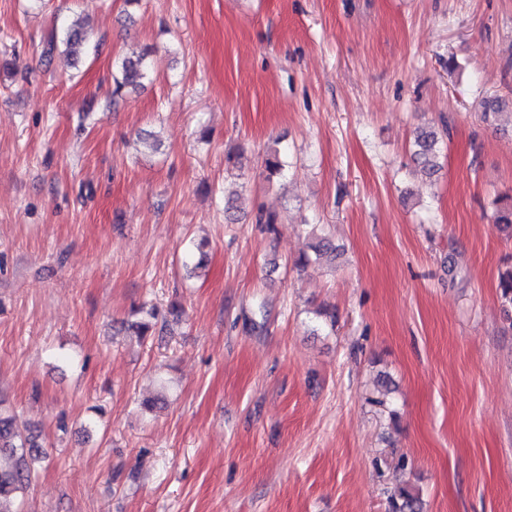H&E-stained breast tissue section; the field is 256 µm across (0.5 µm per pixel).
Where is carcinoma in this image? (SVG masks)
<instances>
[{
  "instance_id": "obj_1",
  "label": "carcinoma",
  "mask_w": 512,
  "mask_h": 512,
  "mask_svg": "<svg viewBox=\"0 0 512 512\" xmlns=\"http://www.w3.org/2000/svg\"><path fill=\"white\" fill-rule=\"evenodd\" d=\"M87 38L85 26L78 20L72 21L64 32L62 41L52 38L43 49V57L50 58L63 45L73 55H79ZM150 52L145 51L138 57L128 58L121 64L120 76L114 79L115 90L111 104H118L119 95L126 87L135 88L142 84L149 71L146 59ZM506 107V102L499 99H486L482 102L481 117L484 122L496 121ZM446 131L437 132L423 128L416 133L412 159L419 171L432 176L440 169V143ZM38 447L35 439L28 433L27 426L12 415H0V454L7 453L13 457L10 466L0 463V512H17L14 508L4 507V503L22 494L31 485L34 469L33 463L39 455L33 453ZM388 512H419V493L407 486H398L388 495Z\"/></svg>"
}]
</instances>
